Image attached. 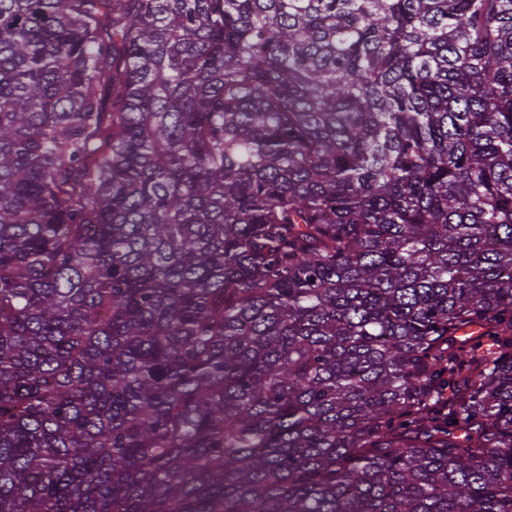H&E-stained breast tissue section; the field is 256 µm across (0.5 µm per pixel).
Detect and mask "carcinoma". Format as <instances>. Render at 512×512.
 <instances>
[{
    "mask_svg": "<svg viewBox=\"0 0 512 512\" xmlns=\"http://www.w3.org/2000/svg\"><path fill=\"white\" fill-rule=\"evenodd\" d=\"M0 512H512V0H0Z\"/></svg>",
    "mask_w": 512,
    "mask_h": 512,
    "instance_id": "obj_1",
    "label": "carcinoma"
}]
</instances>
